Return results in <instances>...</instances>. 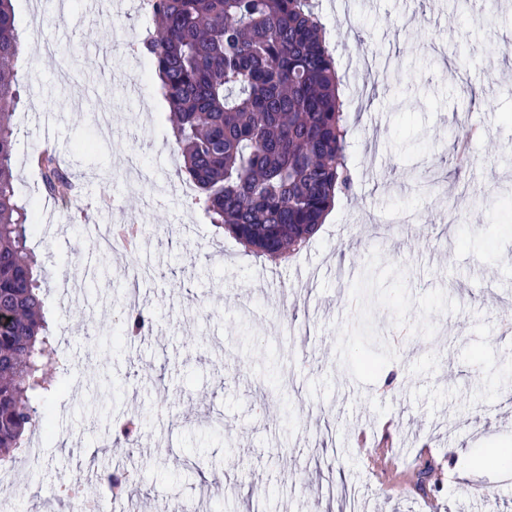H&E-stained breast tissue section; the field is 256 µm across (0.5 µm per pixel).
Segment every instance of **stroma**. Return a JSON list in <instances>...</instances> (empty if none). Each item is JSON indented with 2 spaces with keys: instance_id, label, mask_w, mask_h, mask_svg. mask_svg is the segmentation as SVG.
Wrapping results in <instances>:
<instances>
[{
  "instance_id": "1",
  "label": "stroma",
  "mask_w": 512,
  "mask_h": 512,
  "mask_svg": "<svg viewBox=\"0 0 512 512\" xmlns=\"http://www.w3.org/2000/svg\"><path fill=\"white\" fill-rule=\"evenodd\" d=\"M67 0H14L30 89L13 117L19 200H35L29 246L46 261L44 312L74 369L58 375L54 428L16 512L57 507L63 482L141 475L140 512H496L512 482L485 467L512 449V7L458 0H319L339 75L389 65L346 98L357 129L354 186L288 261L251 255L184 190L169 108L147 59L150 20ZM142 97L126 96L132 70ZM58 120L44 133L36 116ZM52 136L78 179L75 203L111 222L113 200L145 246L93 249L42 196L30 155ZM153 318L132 342L98 347L129 289ZM129 417L135 446L112 444ZM389 438L393 473L366 456ZM442 468L433 500L414 486L421 454ZM463 470L468 480H458Z\"/></svg>"
}]
</instances>
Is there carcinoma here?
<instances>
[{
  "label": "carcinoma",
  "mask_w": 512,
  "mask_h": 512,
  "mask_svg": "<svg viewBox=\"0 0 512 512\" xmlns=\"http://www.w3.org/2000/svg\"><path fill=\"white\" fill-rule=\"evenodd\" d=\"M139 51L172 113L181 172L210 223L258 257L285 259L352 189V128L315 0H146ZM12 0H0V467L51 426L47 374L60 368L44 316L46 276L28 245L34 203L15 197L11 117L24 84ZM42 192L63 204L75 178L54 148L32 154ZM152 324L126 312L121 336Z\"/></svg>",
  "instance_id": "carcinoma-1"
}]
</instances>
